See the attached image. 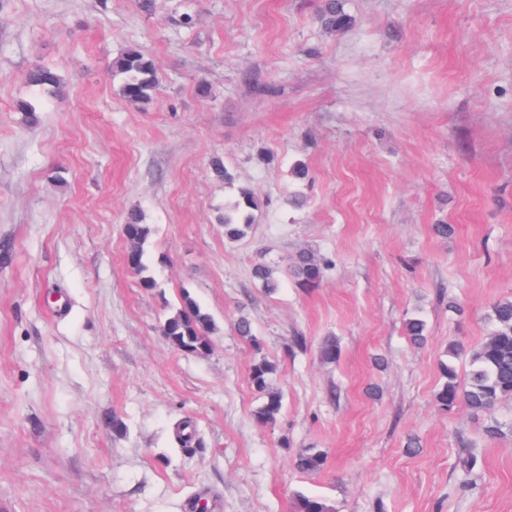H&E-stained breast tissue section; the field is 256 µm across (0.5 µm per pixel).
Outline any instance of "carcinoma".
<instances>
[{"label":"carcinoma","instance_id":"obj_1","mask_svg":"<svg viewBox=\"0 0 512 512\" xmlns=\"http://www.w3.org/2000/svg\"><path fill=\"white\" fill-rule=\"evenodd\" d=\"M318 23L328 32H342L351 24V16L345 11L344 0H319L316 9ZM112 70L122 75L121 96L129 104L139 106L149 102L156 90L157 76L154 61L138 48H130L112 63ZM26 82L56 99H64L65 87L58 73L46 66H34L25 76ZM25 124L34 128L40 124L39 111L27 101L17 103ZM259 210L257 199L242 190L232 203L224 205V237L229 240L245 238L255 224V212ZM127 240L125 261L140 276L142 287L152 290L157 282L152 275L149 254L145 248L151 235L150 225L144 223L138 211L127 213L123 224ZM330 260L309 251L296 255L286 269V274L299 288H316L329 269ZM252 278L267 293L279 288L280 280L274 268L262 261L251 269ZM491 330L484 341L475 348L461 343L448 347V362L442 365L443 384L436 393L438 405L450 412L459 406L469 410L477 419H484L483 432L489 439L503 435L502 424L492 418L496 406L503 400L512 399V297L493 303L488 314ZM236 333L245 341L258 344L251 320L240 316L234 324ZM215 324L189 292H183L181 304L164 318L161 334L174 349L188 354H197L210 349ZM404 335L415 345L427 341V324L419 316L404 322ZM463 360L468 367L463 381H458L456 361ZM278 365L265 357L252 363L248 371L251 387L262 396L261 405L254 412V420L261 426L276 421L283 406L280 392L270 387ZM175 437L183 448L192 445L194 426L188 420L175 425ZM463 486L476 487L475 475L480 468L477 454L471 453L460 462ZM294 466L308 474L319 473L324 466L323 454L305 449L299 451ZM295 512H335L325 500L299 494L296 496Z\"/></svg>","mask_w":512,"mask_h":512}]
</instances>
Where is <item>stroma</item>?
<instances>
[{
  "label": "stroma",
  "instance_id": "stroma-1",
  "mask_svg": "<svg viewBox=\"0 0 512 512\" xmlns=\"http://www.w3.org/2000/svg\"><path fill=\"white\" fill-rule=\"evenodd\" d=\"M316 7L0 0V512H188L202 494L214 512H293L300 492L335 512H512V404L490 440L434 401L449 344L478 345L512 296V0H345L336 34ZM134 46L156 65L144 106L112 71ZM36 65L65 101L28 86ZM241 188L261 210L232 242L218 218ZM132 210L152 229V290L124 260ZM302 249L332 261L318 288L253 281L256 261ZM185 290L216 324L204 355L160 334ZM414 315L421 346L403 332ZM296 334L305 349L287 351ZM261 356L283 395L268 427L247 376ZM184 418L191 448L174 439ZM303 448L320 473L295 469ZM471 448L474 490L456 468ZM294 466L304 473L317 474L324 466L323 454L311 449L301 450L295 456Z\"/></svg>",
  "mask_w": 512,
  "mask_h": 512
}]
</instances>
